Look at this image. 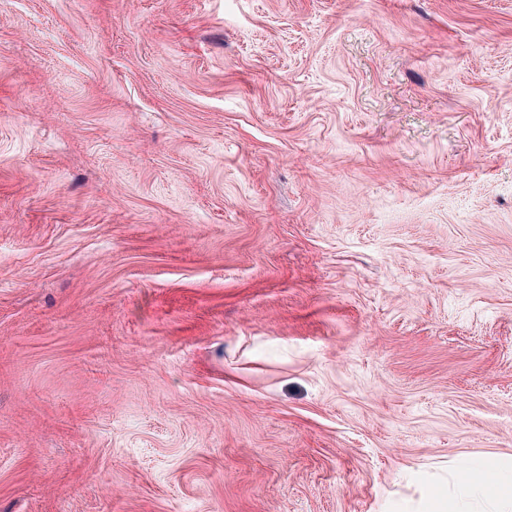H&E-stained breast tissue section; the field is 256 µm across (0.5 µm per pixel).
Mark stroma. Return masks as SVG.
<instances>
[{"label":"stroma","mask_w":512,"mask_h":512,"mask_svg":"<svg viewBox=\"0 0 512 512\" xmlns=\"http://www.w3.org/2000/svg\"><path fill=\"white\" fill-rule=\"evenodd\" d=\"M512 469V0H0V512H428Z\"/></svg>","instance_id":"stroma-1"}]
</instances>
